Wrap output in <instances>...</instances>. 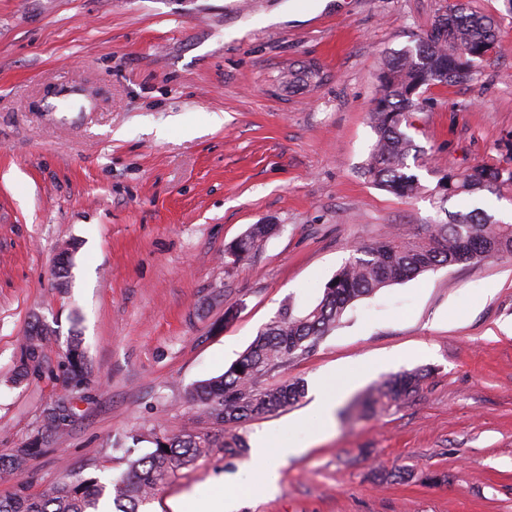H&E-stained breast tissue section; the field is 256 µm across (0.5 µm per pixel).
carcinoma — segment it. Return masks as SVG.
Returning a JSON list of instances; mask_svg holds the SVG:
<instances>
[{"label":"carcinoma","mask_w":512,"mask_h":512,"mask_svg":"<svg viewBox=\"0 0 512 512\" xmlns=\"http://www.w3.org/2000/svg\"><path fill=\"white\" fill-rule=\"evenodd\" d=\"M497 44L494 18L460 3L440 14L417 46L385 61L370 112L375 141L363 165L364 174L374 184L402 198L424 191L418 176L410 172L409 160H418L425 150L407 132L412 115L424 108L420 90L473 77ZM323 77L319 65L308 63L291 74L288 88L315 87ZM440 181L443 188L435 187L431 194L443 203L461 194L488 191L498 195L512 189V171L475 166L462 173L445 174ZM277 229L276 224H254L229 246L228 253L234 261H243L258 242L273 236ZM503 256H512V224L493 220L478 207L457 212L448 221L427 224L418 232L360 241L328 282L316 306L299 314L291 308L281 312L222 376L193 387L188 398L208 417L221 422L243 423L292 406L304 397L303 382L263 388L262 378L297 351L314 347L351 303L441 266ZM50 335L39 320L30 323L12 383L38 381L52 373L42 359ZM58 369L71 391L80 392L88 364L77 337H70ZM424 378L419 369L391 374L371 388L361 404L370 409L397 404L416 393ZM74 415L72 405L46 408L41 426L22 447L5 458L0 456V480L14 482L12 493L0 497V512H98L101 499L107 495L113 497L118 512H140L180 468L208 455L213 448L206 434L157 437L150 452L134 460L125 476L108 485L96 477H65L38 493L29 492L21 478L28 460L41 451L47 437L64 434Z\"/></svg>","instance_id":"obj_1"}]
</instances>
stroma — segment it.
Returning a JSON list of instances; mask_svg holds the SVG:
<instances>
[{"instance_id": "stroma-1", "label": "stroma", "mask_w": 512, "mask_h": 512, "mask_svg": "<svg viewBox=\"0 0 512 512\" xmlns=\"http://www.w3.org/2000/svg\"><path fill=\"white\" fill-rule=\"evenodd\" d=\"M457 0H0V456L20 447L62 376L12 385L27 325L63 352L80 336L91 372L67 432L22 474L31 491L64 477L123 476L163 435L207 434L213 451L177 471L146 512L215 495L239 477L238 512H512V257L441 267L347 307L309 352L264 378L314 385L360 374L329 435L311 390L238 425L201 415L187 392L223 374L285 307L303 312L356 242L482 205L512 223V193L430 195L439 173L512 169V9L474 79L430 85L410 130L427 193L402 199L364 177L367 114L383 62L414 46ZM319 63L316 88L289 70ZM254 224L278 232L239 263ZM74 246L67 287L59 251ZM233 319H225L227 309ZM421 369L420 390L360 415L385 376ZM295 442L266 497L251 457L220 445ZM413 473L378 482L374 471ZM441 483H432V476Z\"/></svg>"}]
</instances>
